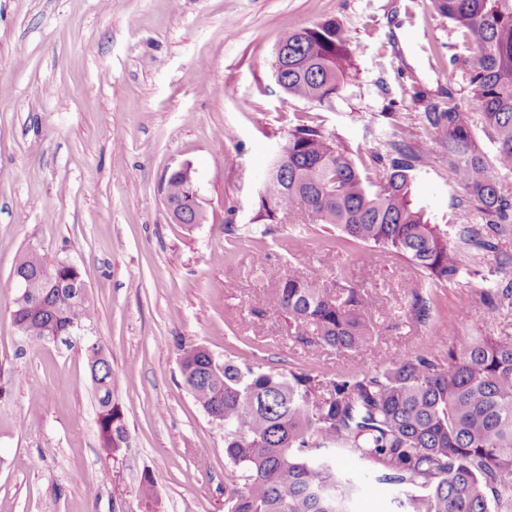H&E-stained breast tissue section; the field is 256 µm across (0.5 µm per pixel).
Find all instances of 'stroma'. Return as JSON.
<instances>
[{
    "mask_svg": "<svg viewBox=\"0 0 512 512\" xmlns=\"http://www.w3.org/2000/svg\"><path fill=\"white\" fill-rule=\"evenodd\" d=\"M328 18L355 53L345 90L320 106L286 95L271 62L288 32ZM471 57L432 0H0V512H147L146 472L164 512H224L236 469L223 423L183 384L185 347L338 378L429 352L444 322L462 336L512 334V307L480 300L512 279V224L488 247H462L457 278L420 323L411 301L423 278L403 261L296 215L252 221L273 146L307 122L374 179L384 166L371 153L429 142L417 204L452 236L483 224L415 101L469 100ZM186 164L200 224L174 223L164 202L166 175ZM26 252L82 272L95 308L85 334L23 341L12 272ZM273 270L348 280L372 340L336 353L289 333L260 304ZM88 336L120 381L127 443L114 460L99 449Z\"/></svg>",
    "mask_w": 512,
    "mask_h": 512,
    "instance_id": "stroma-1",
    "label": "stroma"
}]
</instances>
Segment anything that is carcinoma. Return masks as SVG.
<instances>
[{
	"label": "carcinoma",
	"instance_id": "obj_1",
	"mask_svg": "<svg viewBox=\"0 0 512 512\" xmlns=\"http://www.w3.org/2000/svg\"><path fill=\"white\" fill-rule=\"evenodd\" d=\"M474 52L466 79L472 103L448 98L426 104L425 118L448 160V170L487 223L512 224V198L499 177L512 171V0H433ZM354 48L330 18L288 33L276 48L277 82L291 97L319 105L344 88ZM496 146L487 159L472 113ZM428 143L398 151L373 181L366 170L316 125L288 131L257 186L255 221L280 224L302 213L338 235L409 263L430 282L414 295L411 312L429 320L434 289L453 281L460 251L448 225L433 224L412 195L416 166ZM165 194L175 222L193 224V187L169 176ZM465 245L487 246L481 229L460 230ZM15 270L29 281L37 306L23 338L49 342L91 321L87 285L75 266L58 262L44 279L30 254ZM266 308L300 332L313 328L320 346L354 352L373 329L358 289L335 292L314 279L273 274ZM487 309L512 305V281L483 290ZM97 401L100 448L116 457L126 441L123 413L112 403V362L97 342L83 345ZM183 383L213 419L224 422V456L240 474L224 486L225 512H355L363 494L336 459L347 456L371 479L390 485L397 512H512V335L448 337L424 354H402L340 378L266 371L220 362L200 346L184 350Z\"/></svg>",
	"mask_w": 512,
	"mask_h": 512
}]
</instances>
